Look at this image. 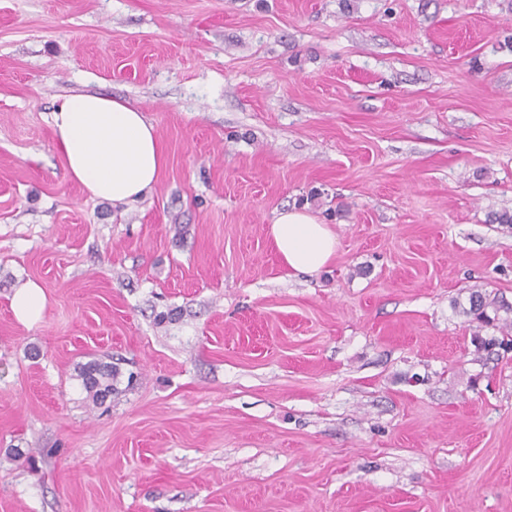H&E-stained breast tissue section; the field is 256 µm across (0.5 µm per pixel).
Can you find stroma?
Wrapping results in <instances>:
<instances>
[{
    "mask_svg": "<svg viewBox=\"0 0 512 512\" xmlns=\"http://www.w3.org/2000/svg\"><path fill=\"white\" fill-rule=\"evenodd\" d=\"M78 91L155 126L144 200L70 180ZM505 212L512 0H0V512H512V352L467 313L512 305ZM270 234L284 266L292 273L318 272L336 251V236L305 208L279 212ZM46 303L43 287L35 281H27L14 291L10 308L18 323L32 326L40 321ZM470 308L467 310L468 314H473L476 316L478 320L484 322H490L491 318L487 315V309L489 307L493 308L495 312V316L498 315V312L503 311L508 314V312H512V306L505 305L504 303L500 304V302L490 299L489 295L483 294L482 292L476 290L471 292L469 297ZM119 375V369L112 362L94 359L79 368L77 377L82 382L87 398L95 406H102L108 399L119 395Z\"/></svg>",
    "mask_w": 512,
    "mask_h": 512,
    "instance_id": "1",
    "label": "stroma"
}]
</instances>
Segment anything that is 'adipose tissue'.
I'll use <instances>...</instances> for the list:
<instances>
[{
    "label": "adipose tissue",
    "instance_id": "1",
    "mask_svg": "<svg viewBox=\"0 0 512 512\" xmlns=\"http://www.w3.org/2000/svg\"><path fill=\"white\" fill-rule=\"evenodd\" d=\"M53 132L69 178L92 198L127 206L144 199L159 181L167 156L151 122L111 96L74 93L52 112ZM276 251L289 272L312 274L328 264L336 237L306 209L278 213L270 226ZM47 297L28 281L16 288L10 308L18 323L40 321Z\"/></svg>",
    "mask_w": 512,
    "mask_h": 512
}]
</instances>
